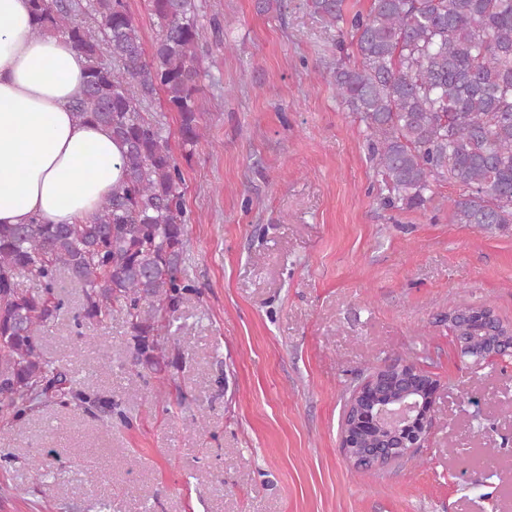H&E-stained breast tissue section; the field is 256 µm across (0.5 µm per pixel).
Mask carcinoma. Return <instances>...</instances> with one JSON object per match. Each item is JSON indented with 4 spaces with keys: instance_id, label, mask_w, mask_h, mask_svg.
Returning a JSON list of instances; mask_svg holds the SVG:
<instances>
[{
    "instance_id": "obj_1",
    "label": "carcinoma",
    "mask_w": 512,
    "mask_h": 512,
    "mask_svg": "<svg viewBox=\"0 0 512 512\" xmlns=\"http://www.w3.org/2000/svg\"><path fill=\"white\" fill-rule=\"evenodd\" d=\"M34 34L72 43L86 78L72 105L81 123L104 125L123 146L122 175L83 224H0V410L63 384L36 340L53 320L61 275L81 285L83 318L119 304L135 333V363L158 366L156 313L187 291L183 173L151 106L159 93L180 119L185 146L201 137L197 0H149L160 36L146 51L126 0H30ZM310 14L340 34L331 77L336 95L364 125L384 204L421 207L440 183L457 224L512 227V0H372L346 14L345 0H307ZM100 17L96 26L87 11ZM43 288L30 294L18 280ZM461 319L475 345L512 325Z\"/></svg>"
}]
</instances>
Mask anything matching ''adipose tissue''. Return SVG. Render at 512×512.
Returning a JSON list of instances; mask_svg holds the SVG:
<instances>
[{"label":"adipose tissue","instance_id":"1","mask_svg":"<svg viewBox=\"0 0 512 512\" xmlns=\"http://www.w3.org/2000/svg\"><path fill=\"white\" fill-rule=\"evenodd\" d=\"M85 61L57 36L33 32L29 0H0V224L86 221L121 175V148L70 104Z\"/></svg>","mask_w":512,"mask_h":512}]
</instances>
